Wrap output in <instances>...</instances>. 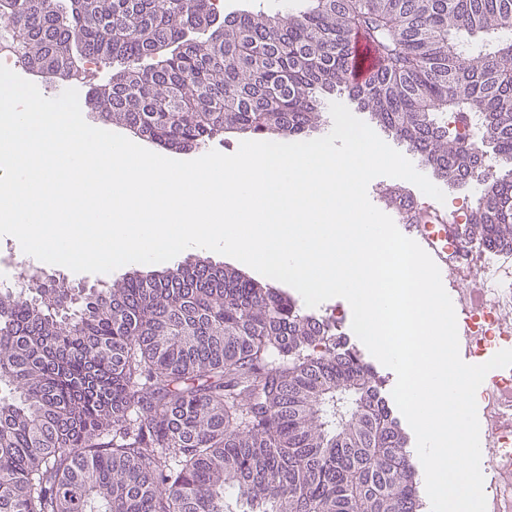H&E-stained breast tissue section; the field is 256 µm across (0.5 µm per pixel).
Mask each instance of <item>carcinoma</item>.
Masks as SVG:
<instances>
[{
  "instance_id": "obj_1",
  "label": "carcinoma",
  "mask_w": 512,
  "mask_h": 512,
  "mask_svg": "<svg viewBox=\"0 0 512 512\" xmlns=\"http://www.w3.org/2000/svg\"><path fill=\"white\" fill-rule=\"evenodd\" d=\"M218 16L213 0H0V39L29 69L115 67L86 106L167 150L303 139L345 93L444 183H481L467 236L512 252V0H309L212 31ZM379 385L335 320L234 268L101 291L42 276L0 292V512H421ZM373 71L372 59L362 41H356L354 47V80L363 82Z\"/></svg>"
}]
</instances>
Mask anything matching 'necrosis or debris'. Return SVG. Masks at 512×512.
I'll list each match as a JSON object with an SVG mask.
<instances>
[{"label":"necrosis or debris","mask_w":512,"mask_h":512,"mask_svg":"<svg viewBox=\"0 0 512 512\" xmlns=\"http://www.w3.org/2000/svg\"><path fill=\"white\" fill-rule=\"evenodd\" d=\"M415 205L423 213V231L448 246V286L461 316L460 354L486 361L500 350L512 349V260L463 242L461 233L471 211L468 201L449 203L443 226L434 221L425 201L416 200ZM479 269L487 270L488 278L475 290L469 281ZM478 403L487 512H512V368L489 372Z\"/></svg>","instance_id":"4bbe7bcc"}]
</instances>
